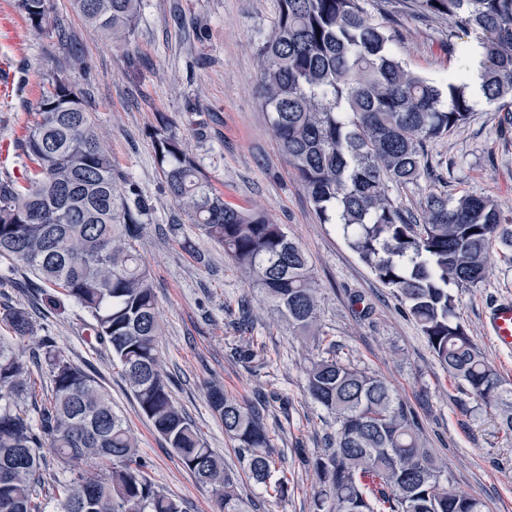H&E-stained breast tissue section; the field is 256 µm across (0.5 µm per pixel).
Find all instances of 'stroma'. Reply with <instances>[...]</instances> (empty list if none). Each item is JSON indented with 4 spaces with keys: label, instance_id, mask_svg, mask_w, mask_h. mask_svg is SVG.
Listing matches in <instances>:
<instances>
[{
    "label": "stroma",
    "instance_id": "35a3bbf8",
    "mask_svg": "<svg viewBox=\"0 0 512 512\" xmlns=\"http://www.w3.org/2000/svg\"><path fill=\"white\" fill-rule=\"evenodd\" d=\"M393 34V49L414 72L438 83L468 71L475 34L457 32L448 54V24L418 16L414 0H365ZM53 26L37 30L16 0H0V177L22 178L31 163L20 142L37 119V103L55 77L76 88L112 152L119 179L133 180L149 204L137 249L150 271L162 332L157 354L174 402L238 482L245 512H315L319 481L311 464L328 447L336 416L307 392L305 368L318 339L292 333L260 288L246 281L222 245L192 224L169 194L152 146L167 120L224 201L257 209L281 224L306 252L321 293L320 325L342 359L385 379L418 413L428 446L448 463V485L479 498L487 512H512V434L493 408L442 368L416 323L390 288L349 248L334 225L320 223L270 129L255 78L257 51L271 32L278 0H143L129 45L89 29L69 0H49ZM434 181L396 187L392 195L417 211L429 190L493 196L512 210V124L477 107L471 120L431 143ZM179 225L171 234L170 225ZM190 239L195 253L180 246ZM456 315L488 361L512 380V352L488 333L486 311L512 298V261L497 257L486 279L453 288ZM252 325L238 326L241 303ZM26 308L34 336L25 353L52 341L110 394L135 436L143 472L155 490L185 512H213L201 485L141 415L111 353L94 338L91 316L0 259V308ZM253 357H244V350ZM216 382L244 401L266 395L265 426L288 477L278 497L255 483L236 442L211 411Z\"/></svg>",
    "mask_w": 512,
    "mask_h": 512
}]
</instances>
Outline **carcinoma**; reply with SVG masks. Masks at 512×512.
Segmentation results:
<instances>
[{"instance_id": "1", "label": "carcinoma", "mask_w": 512, "mask_h": 512, "mask_svg": "<svg viewBox=\"0 0 512 512\" xmlns=\"http://www.w3.org/2000/svg\"><path fill=\"white\" fill-rule=\"evenodd\" d=\"M364 0H278L273 30L258 48L256 78L273 135L324 224L339 226L376 279L392 289L439 363L472 395L495 406L512 433V383L490 365L455 313L448 285L482 283L494 247L512 260V215L489 195L429 191L415 214L391 187L431 173L427 144L466 125L477 104L512 113V0H418L419 15L448 22V37L473 31L484 49L480 99L466 78L441 86L393 53L389 28ZM74 11L114 43L134 34L141 0H71ZM36 29L47 0H17ZM39 120L23 140L34 164L24 182L0 178V257L18 261L88 312L94 334L122 366L142 415L196 480L212 488L217 512H243L224 460L175 405L156 354L160 326L150 274L136 249L148 210L136 184H117L112 154L65 78L52 79ZM170 195L204 235L261 288L292 329L321 336L319 294L308 258L282 225L227 205L163 122L152 133ZM0 322V512H40L44 450L61 464L86 458L105 473L61 474L60 512H183L141 475L137 445L112 399L49 341L39 364L53 383L49 405L29 417L30 371L13 343L34 332L31 313L6 307ZM307 389L336 415L328 453L317 458L322 512H486L448 488L447 462L426 448L413 407L381 377L340 359L327 343L306 370ZM208 402L246 454L251 478L269 483L274 449L260 410L210 386Z\"/></svg>"}]
</instances>
